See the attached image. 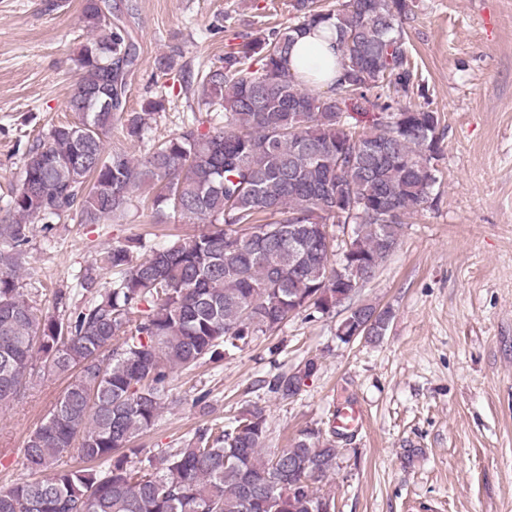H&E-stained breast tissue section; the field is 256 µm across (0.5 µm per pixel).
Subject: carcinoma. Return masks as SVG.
I'll use <instances>...</instances> for the list:
<instances>
[{
	"label": "carcinoma",
	"instance_id": "1",
	"mask_svg": "<svg viewBox=\"0 0 512 512\" xmlns=\"http://www.w3.org/2000/svg\"><path fill=\"white\" fill-rule=\"evenodd\" d=\"M285 32L241 36L221 65L198 73L204 104L224 125L195 124L158 142L140 159L106 151L112 127L140 143L162 96L125 109L136 66L133 37L112 0H82L89 36L76 57L67 108L73 120L33 142L23 184L9 195L0 224V409L35 371L71 375L24 445L35 480L0 488V512H336L320 483L340 450L316 429L287 448H265L268 414L259 405L215 422L159 462L137 445L154 425L172 373L242 351L253 336L293 317L356 315L342 277L364 283L399 245L408 216L430 206L444 130L438 113L413 106L414 74L403 39L409 0H296ZM321 27L336 34L341 75L325 93L291 71L295 40ZM373 113L359 129L349 109ZM155 189L168 209L205 228L187 241L153 248L141 260L116 245L78 276L84 302L56 288L51 308L35 305L19 274L32 223L73 212L81 224L118 221L135 189ZM302 228L292 246L281 229ZM352 225L351 254L336 250V231ZM119 276L107 282L101 271ZM379 311V310H377ZM381 310L373 328L388 329ZM295 373L262 381L292 399ZM70 456L78 463L59 461ZM139 464H132V459Z\"/></svg>",
	"mask_w": 512,
	"mask_h": 512
}]
</instances>
